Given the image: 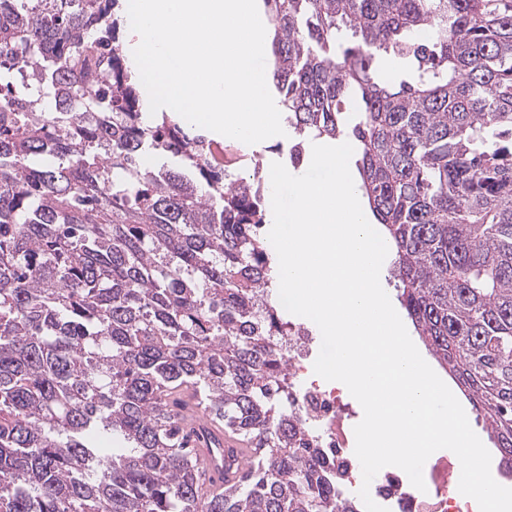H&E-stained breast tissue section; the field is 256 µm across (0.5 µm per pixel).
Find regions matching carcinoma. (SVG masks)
<instances>
[{
    "label": "carcinoma",
    "instance_id": "cac0c4a2",
    "mask_svg": "<svg viewBox=\"0 0 512 512\" xmlns=\"http://www.w3.org/2000/svg\"><path fill=\"white\" fill-rule=\"evenodd\" d=\"M263 4L292 162L357 143L398 300L512 456V0ZM121 10L0 0V512H355L288 426L263 200L147 118ZM189 390L255 448L238 485H204Z\"/></svg>",
    "mask_w": 512,
    "mask_h": 512
}]
</instances>
